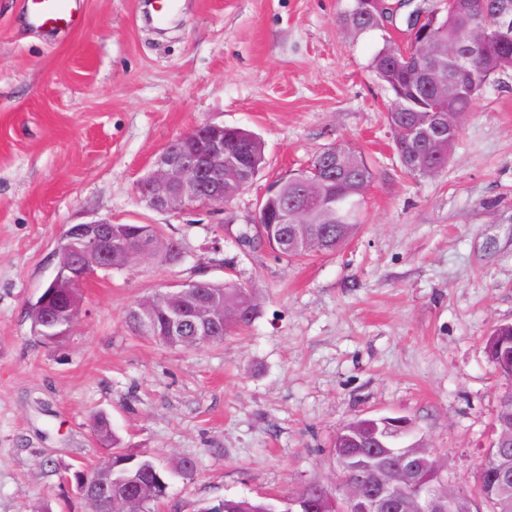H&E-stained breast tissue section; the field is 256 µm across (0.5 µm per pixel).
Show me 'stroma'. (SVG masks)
<instances>
[{"instance_id":"35a3bbf8","label":"stroma","mask_w":512,"mask_h":512,"mask_svg":"<svg viewBox=\"0 0 512 512\" xmlns=\"http://www.w3.org/2000/svg\"><path fill=\"white\" fill-rule=\"evenodd\" d=\"M341 8L179 0L159 30L150 0H85L74 30L48 35L22 0H0V512H90L58 476L102 461L100 413L132 453L195 460L159 512L243 496L284 512L302 485L335 488L343 425L383 416L408 419L449 484L474 491L506 386L484 339L512 323V72L477 99L442 171L408 175L370 67L381 35L348 36ZM206 122L259 134L263 170L221 205L148 208L137 183L156 154ZM335 144L374 172L343 248L285 260L239 245L269 186ZM96 219L161 225L183 258L97 274L68 335L43 342L28 306L69 225ZM228 278L260 312L222 343L172 349L127 325L165 283Z\"/></svg>"}]
</instances>
